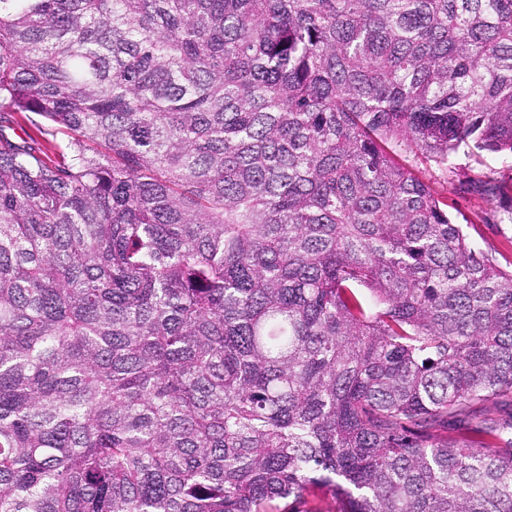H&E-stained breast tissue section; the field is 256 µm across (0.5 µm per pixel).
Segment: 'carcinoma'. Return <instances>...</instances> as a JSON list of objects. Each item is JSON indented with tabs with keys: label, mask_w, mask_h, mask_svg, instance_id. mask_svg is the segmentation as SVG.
I'll list each match as a JSON object with an SVG mask.
<instances>
[{
	"label": "carcinoma",
	"mask_w": 512,
	"mask_h": 512,
	"mask_svg": "<svg viewBox=\"0 0 512 512\" xmlns=\"http://www.w3.org/2000/svg\"><path fill=\"white\" fill-rule=\"evenodd\" d=\"M462 147L512 0H0V512H512Z\"/></svg>",
	"instance_id": "carcinoma-1"
}]
</instances>
